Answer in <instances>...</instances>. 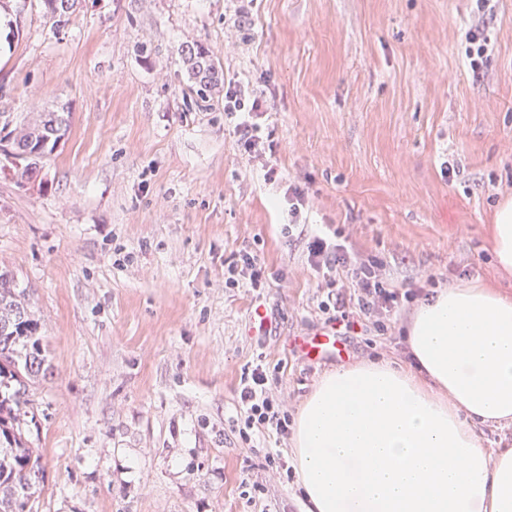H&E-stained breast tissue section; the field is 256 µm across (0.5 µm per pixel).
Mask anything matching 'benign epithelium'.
<instances>
[{"instance_id": "1", "label": "benign epithelium", "mask_w": 512, "mask_h": 512, "mask_svg": "<svg viewBox=\"0 0 512 512\" xmlns=\"http://www.w3.org/2000/svg\"><path fill=\"white\" fill-rule=\"evenodd\" d=\"M66 116L43 113L20 121L0 120V155L20 170L54 153L64 141Z\"/></svg>"}]
</instances>
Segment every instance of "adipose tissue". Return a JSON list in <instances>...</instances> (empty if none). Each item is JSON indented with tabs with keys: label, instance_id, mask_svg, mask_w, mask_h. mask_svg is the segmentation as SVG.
Instances as JSON below:
<instances>
[{
	"label": "adipose tissue",
	"instance_id": "obj_1",
	"mask_svg": "<svg viewBox=\"0 0 512 512\" xmlns=\"http://www.w3.org/2000/svg\"><path fill=\"white\" fill-rule=\"evenodd\" d=\"M512 270V199L490 226ZM412 361L324 375L301 404L291 453L308 512H512V448L478 428L512 425V295L441 289L407 327Z\"/></svg>",
	"mask_w": 512,
	"mask_h": 512
}]
</instances>
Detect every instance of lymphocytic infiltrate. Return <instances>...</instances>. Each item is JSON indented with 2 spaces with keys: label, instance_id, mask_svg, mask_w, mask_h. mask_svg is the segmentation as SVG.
I'll return each instance as SVG.
<instances>
[{
  "label": "lymphocytic infiltrate",
  "instance_id": "f902f5d3",
  "mask_svg": "<svg viewBox=\"0 0 512 512\" xmlns=\"http://www.w3.org/2000/svg\"><path fill=\"white\" fill-rule=\"evenodd\" d=\"M265 103L254 89L241 82L224 88V113L235 122L239 141L249 156L261 160L266 179H273L276 168L267 159V147L260 134L258 118ZM288 215L297 221V231L306 241L307 263L320 278L326 298L318 304L327 322L336 324L341 334L353 331L356 322L371 323L375 332L386 335L402 302L420 298L422 289L398 290L388 279L383 262L337 243L334 232L312 231L298 221L306 204L304 192L288 186L284 193ZM224 285L263 291L270 285L258 258L242 250L224 264ZM284 361H270L265 350H258L240 374L238 412L232 433L247 447L255 448L268 438L284 439L289 434L290 415L279 385Z\"/></svg>",
  "mask_w": 512,
  "mask_h": 512
}]
</instances>
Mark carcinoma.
<instances>
[{
	"instance_id": "cac0c4a2",
	"label": "carcinoma",
	"mask_w": 512,
	"mask_h": 512,
	"mask_svg": "<svg viewBox=\"0 0 512 512\" xmlns=\"http://www.w3.org/2000/svg\"><path fill=\"white\" fill-rule=\"evenodd\" d=\"M185 48L205 66L202 78L189 70L201 91L223 82V69L208 48L198 43ZM36 331L24 292L12 275L0 272V512H26L43 491L40 455L21 432L31 404L30 384L39 379L45 362Z\"/></svg>"
}]
</instances>
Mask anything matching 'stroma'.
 Returning <instances> with one entry per match:
<instances>
[{
  "label": "stroma",
  "mask_w": 512,
  "mask_h": 512,
  "mask_svg": "<svg viewBox=\"0 0 512 512\" xmlns=\"http://www.w3.org/2000/svg\"><path fill=\"white\" fill-rule=\"evenodd\" d=\"M192 42L265 101L274 181L223 89L198 93ZM59 107L71 127L37 176L0 156V270L49 365L23 425L44 470L32 512H255L245 478L272 512H304L295 481L230 431L257 303L279 314L269 351L293 413L338 367L406 363L415 307L336 358H299L321 291L285 229L288 185L307 223L382 258L394 285L512 293L489 235L512 198V0H80L61 28L26 0L0 17V113ZM244 249L277 276L263 295L224 285Z\"/></svg>",
  "instance_id": "35a3bbf8"
}]
</instances>
